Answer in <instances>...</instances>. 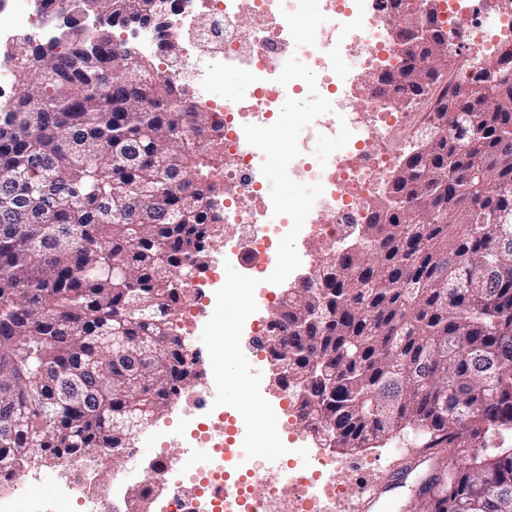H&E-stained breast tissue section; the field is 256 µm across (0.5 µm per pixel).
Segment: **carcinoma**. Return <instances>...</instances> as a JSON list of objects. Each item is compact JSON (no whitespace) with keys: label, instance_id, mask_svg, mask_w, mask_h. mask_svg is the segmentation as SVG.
Here are the masks:
<instances>
[{"label":"carcinoma","instance_id":"cac0c4a2","mask_svg":"<svg viewBox=\"0 0 512 512\" xmlns=\"http://www.w3.org/2000/svg\"><path fill=\"white\" fill-rule=\"evenodd\" d=\"M61 37L10 48L0 112V477L34 457L120 461L130 435L199 378L175 321L224 237V120L114 30L165 28L167 0H72ZM411 69L424 150L357 225L281 296L268 340L277 385L326 448H375L408 428L457 457L411 512H512V74ZM17 80V68L14 61L6 53L0 56V107L8 108L9 103H13V98L9 92Z\"/></svg>","mask_w":512,"mask_h":512}]
</instances>
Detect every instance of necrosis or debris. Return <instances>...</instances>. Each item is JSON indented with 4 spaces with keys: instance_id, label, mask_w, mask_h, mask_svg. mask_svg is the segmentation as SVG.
Wrapping results in <instances>:
<instances>
[{
    "instance_id": "obj_1",
    "label": "necrosis or debris",
    "mask_w": 512,
    "mask_h": 512,
    "mask_svg": "<svg viewBox=\"0 0 512 512\" xmlns=\"http://www.w3.org/2000/svg\"><path fill=\"white\" fill-rule=\"evenodd\" d=\"M323 22L318 34L298 40L292 36L293 20H305L306 0H292L284 11L283 0H177L179 25L165 32L147 28L140 46L158 51L161 40L178 44L184 67L194 70L203 94L200 107L224 113V178L236 187L230 202L220 203L219 213L233 234L224 240V259L252 272L261 283L255 293L260 306L274 297L263 278L276 263L275 236L287 231L289 220L274 215L267 181L261 173L263 154L245 137L247 125H270L292 87L277 83L279 65L290 57L309 66L317 87L333 110L316 122L314 130L322 147L314 161L295 162L290 175L302 183H321L323 194L315 202L301 233L318 246L342 243L352 225L366 221L368 200L377 196L389 179L395 160L390 146L398 134L415 125V110L398 111L387 105L372 84H345V68L366 65L385 68L398 49L385 36L391 19L389 0H319ZM440 20L463 51L456 56L457 70L475 72L477 62H492L512 50V0L486 8L482 0H439ZM244 72L249 94L229 90L211 95V88L225 71ZM186 420L205 416L204 427L194 428L187 445L196 458L191 474L176 471L169 457L156 453L142 465L138 448L126 452V466L112 475V492L100 495L93 474L53 483L49 496L33 491L28 474L0 490V512H13L26 501L28 512H121L129 487L162 483L168 494L156 512H336L352 496L354 486L344 478L348 467L335 455L310 453L308 462H280L278 476L257 460H249L251 486H231L227 496L217 488L229 486L224 472V414L213 410L210 396L189 389L176 396Z\"/></svg>"
}]
</instances>
